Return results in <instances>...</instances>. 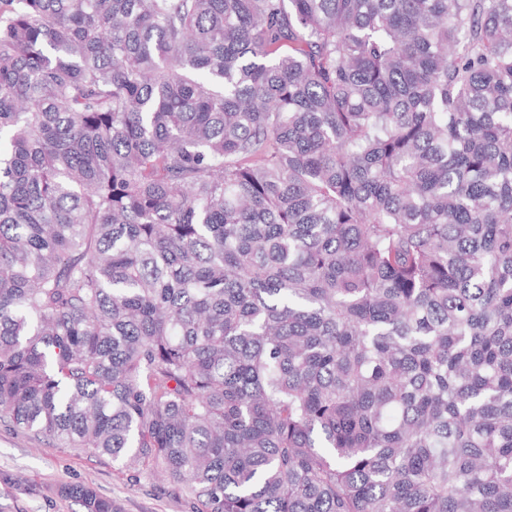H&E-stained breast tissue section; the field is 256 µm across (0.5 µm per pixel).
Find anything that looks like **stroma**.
<instances>
[{"mask_svg":"<svg viewBox=\"0 0 512 512\" xmlns=\"http://www.w3.org/2000/svg\"><path fill=\"white\" fill-rule=\"evenodd\" d=\"M67 485L93 487L120 512H197L187 487L159 471L126 468L105 455L40 443L0 424V512H82L61 494Z\"/></svg>","mask_w":512,"mask_h":512,"instance_id":"obj_1","label":"stroma"}]
</instances>
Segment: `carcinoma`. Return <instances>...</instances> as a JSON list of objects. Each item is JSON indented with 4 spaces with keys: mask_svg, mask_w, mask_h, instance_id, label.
<instances>
[{
    "mask_svg": "<svg viewBox=\"0 0 512 512\" xmlns=\"http://www.w3.org/2000/svg\"><path fill=\"white\" fill-rule=\"evenodd\" d=\"M0 424L512 512V0H0Z\"/></svg>",
    "mask_w": 512,
    "mask_h": 512,
    "instance_id": "obj_1",
    "label": "carcinoma"
}]
</instances>
